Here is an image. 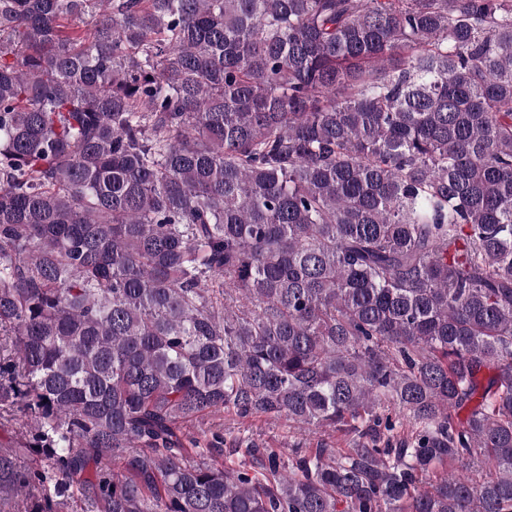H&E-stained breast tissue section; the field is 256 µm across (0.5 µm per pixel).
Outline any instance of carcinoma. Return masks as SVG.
I'll return each mask as SVG.
<instances>
[{"label": "carcinoma", "instance_id": "obj_1", "mask_svg": "<svg viewBox=\"0 0 512 512\" xmlns=\"http://www.w3.org/2000/svg\"><path fill=\"white\" fill-rule=\"evenodd\" d=\"M18 411L0 512H512V0H0ZM198 431L205 430L208 432L210 439L211 432H221L226 437L224 445V456H216L220 464L225 469L235 470L243 461L240 454L232 452V441L243 439L253 441L259 444L270 446V448H280L282 452L288 456V451L295 445L302 446V450L316 448V444L326 442L331 448H347L348 437L341 433H333L329 431L312 430L306 433H295L288 429V422L285 420H272L265 417L239 419L231 413H215L204 417V419L195 424ZM191 436L196 437L201 446L206 443L208 438H204L197 431L191 429Z\"/></svg>", "mask_w": 512, "mask_h": 512}]
</instances>
